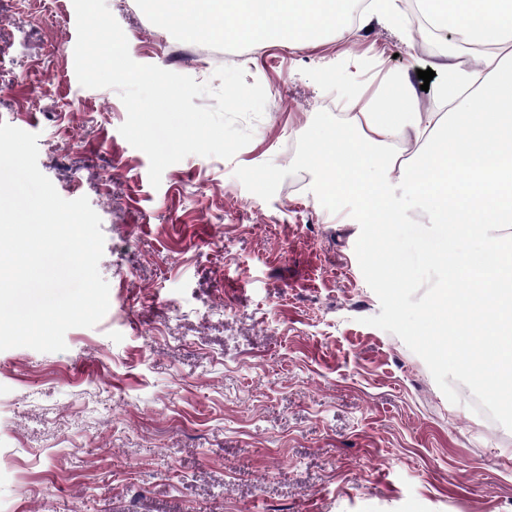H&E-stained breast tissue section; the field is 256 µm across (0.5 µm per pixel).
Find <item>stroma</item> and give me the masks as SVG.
I'll use <instances>...</instances> for the list:
<instances>
[{
	"instance_id": "stroma-1",
	"label": "stroma",
	"mask_w": 512,
	"mask_h": 512,
	"mask_svg": "<svg viewBox=\"0 0 512 512\" xmlns=\"http://www.w3.org/2000/svg\"><path fill=\"white\" fill-rule=\"evenodd\" d=\"M106 3L135 62L210 83L206 43L267 102L233 159L190 155L152 186L118 92L77 80L73 0H0V122L38 134L64 199L88 198L110 286L66 350L0 351V512H512V431L365 325L380 302L358 222L309 172L268 201L234 175L285 166L318 111L367 105L386 72L437 68L445 34L375 20L291 50Z\"/></svg>"
}]
</instances>
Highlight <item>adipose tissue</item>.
<instances>
[{"mask_svg":"<svg viewBox=\"0 0 512 512\" xmlns=\"http://www.w3.org/2000/svg\"><path fill=\"white\" fill-rule=\"evenodd\" d=\"M162 4L169 19L191 34L217 33L241 44L272 40L291 49L328 28L350 33L354 0H145ZM433 28L453 36L473 60L449 54L436 88L445 112H427L407 76L390 73L363 113L327 123L309 160L330 190L362 198L363 223L380 244L402 217L389 203L397 182L428 204L445 237L476 234L495 255L489 271L444 249L432 258L448 279L428 313L438 350L459 337H477L480 354L460 360L498 401L512 405V59L492 46L512 38V0H418ZM413 138L406 160L391 145Z\"/></svg>","mask_w":512,"mask_h":512,"instance_id":"obj_1","label":"adipose tissue"}]
</instances>
